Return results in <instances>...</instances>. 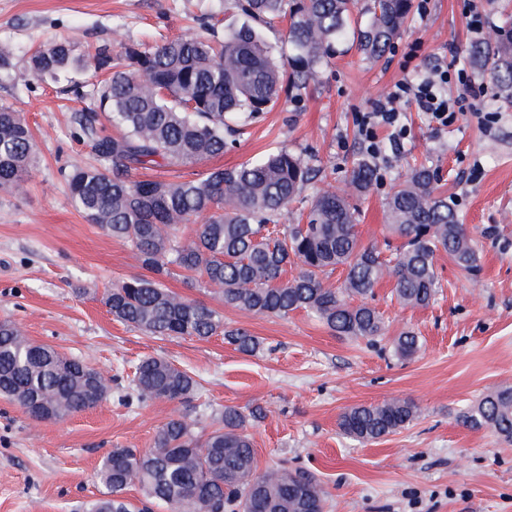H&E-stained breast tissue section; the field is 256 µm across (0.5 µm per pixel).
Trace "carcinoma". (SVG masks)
<instances>
[{
    "instance_id": "cac0c4a2",
    "label": "carcinoma",
    "mask_w": 512,
    "mask_h": 512,
    "mask_svg": "<svg viewBox=\"0 0 512 512\" xmlns=\"http://www.w3.org/2000/svg\"><path fill=\"white\" fill-rule=\"evenodd\" d=\"M239 20L218 28L202 20V32L158 43L119 42L99 49L87 66L110 77L94 90L113 132L99 129V114L81 112L76 122L93 145L100 165L75 170L67 189L78 209L112 238L127 243L155 277H130L114 285L105 304L119 321L153 336L206 340L219 333L238 351L252 355L260 339L244 328H227L208 305L164 285L181 274L203 283L225 305L258 315L286 317L305 311L349 339L383 338L382 316L368 303L387 278L392 296L405 307L425 308L441 284L436 257L443 252L474 275L479 257L448 197L435 192L437 173L413 168L386 201L388 228L402 245L391 258L362 244L353 199L367 193L375 169L353 163L351 191L326 185L325 170L312 156L276 148L231 169L197 170L224 155L228 137L258 122L281 98L301 102L309 84L332 60L336 46L352 39L370 58L381 56L412 14L413 0H224ZM286 22L276 49L262 29ZM495 83L512 90V18L496 39L474 46ZM76 62L69 42L37 48L30 67L56 74ZM37 149L21 115L0 106V190L23 188ZM170 168L173 180L137 177L140 170ZM192 170V177L181 175ZM300 204L294 224L281 219ZM194 225L182 236V226ZM291 278H284L288 268ZM341 270L337 285L326 278ZM393 352L410 359L421 349L418 336L403 331ZM198 382L172 362L146 358L134 369L132 391L140 401L184 403ZM112 395V377L74 357L38 344L10 320L0 321V396L17 403L34 421L60 420ZM263 410L226 406L210 430H196L174 415L152 447L114 448L101 460L96 478L104 491L89 512H144L128 497L131 487L167 512H327L328 494L311 475L286 468L257 472L249 429ZM417 406L405 399L346 409L341 432L370 443L412 422ZM473 429L489 428L512 443V386L488 390L461 414Z\"/></svg>"
}]
</instances>
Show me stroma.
<instances>
[{
  "label": "stroma",
  "instance_id": "stroma-1",
  "mask_svg": "<svg viewBox=\"0 0 512 512\" xmlns=\"http://www.w3.org/2000/svg\"><path fill=\"white\" fill-rule=\"evenodd\" d=\"M218 5L0 0V45L11 49L8 66L0 68V105L24 117L38 146L23 190H0V320L116 378L107 401L59 421L33 423L0 397V512H83L102 492L96 470L110 450L150 447L174 415L206 426L224 407L258 405L267 410L251 430L258 471L285 466L314 474L329 494V512H512V444L459 420L487 390L512 385V98L469 55L470 0H431L427 16L412 17L381 57L341 46L301 103L281 101L208 165L232 168L285 146L313 156L333 185L345 187L353 160L363 155L354 112L405 78L402 55L420 42L421 65L459 61L486 87L485 109L497 119L485 128L467 115L438 130L426 115L409 111V137L387 146V161L372 163L377 180L357 200V230L363 243L383 245L387 198L410 166L426 163L474 240L478 279L439 254L442 288L420 309L391 301L392 282H380L373 304L387 337L374 345L336 336L303 311L280 318L226 306L212 290L179 277L166 279V286L219 310L226 326L248 329L262 350L242 354L220 335L151 336L109 313L107 290L149 271L126 243L84 216L66 188L69 173L97 162L72 117L87 111L85 93L105 74L76 64L57 77H40L30 71L29 57L60 40L80 55L116 48L121 39L196 34L195 15ZM490 225L498 227L497 239L482 236ZM407 329L422 347L404 360L389 339ZM147 357L186 370L201 385L197 397L186 404L137 400L128 377ZM395 397L420 407L398 432L366 444L340 432L345 409Z\"/></svg>",
  "mask_w": 512,
  "mask_h": 512
}]
</instances>
